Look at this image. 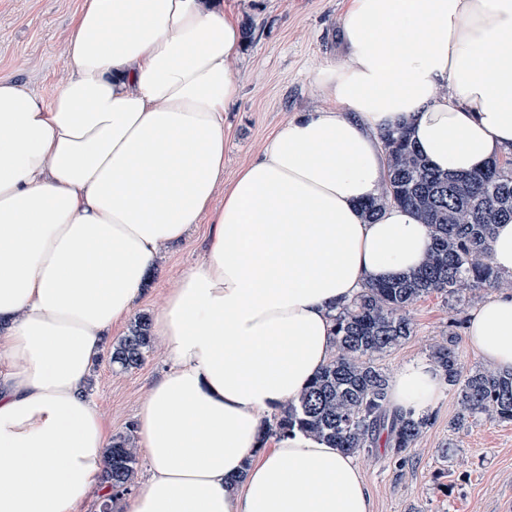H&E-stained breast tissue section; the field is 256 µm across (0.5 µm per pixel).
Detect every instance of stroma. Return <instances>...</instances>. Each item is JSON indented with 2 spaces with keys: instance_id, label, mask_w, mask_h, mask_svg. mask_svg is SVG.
I'll return each mask as SVG.
<instances>
[{
  "instance_id": "1",
  "label": "stroma",
  "mask_w": 512,
  "mask_h": 512,
  "mask_svg": "<svg viewBox=\"0 0 512 512\" xmlns=\"http://www.w3.org/2000/svg\"><path fill=\"white\" fill-rule=\"evenodd\" d=\"M83 0H0V74L13 75L33 92L51 98L67 79V38ZM344 0H224L240 23L252 27L234 70L241 93L224 114V180L255 158L292 114L327 106L312 73L341 63L344 48L338 19ZM207 226L194 225L186 240L161 248L157 265L134 314L155 315L180 276L198 264L207 247ZM478 302L430 294L411 310L416 334L379 357L388 374L429 357L430 347L452 336L464 369L482 359L468 343V325ZM168 368L161 345L142 366L122 370L102 353L93 369L90 394L113 435L135 426L152 384ZM457 394L443 388L431 408L433 425L398 467L388 448L355 456L372 500V512H501L512 500V422L479 420L453 430ZM451 447L448 457L440 450Z\"/></svg>"
}]
</instances>
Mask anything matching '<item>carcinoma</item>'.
<instances>
[{
  "label": "carcinoma",
  "mask_w": 512,
  "mask_h": 512,
  "mask_svg": "<svg viewBox=\"0 0 512 512\" xmlns=\"http://www.w3.org/2000/svg\"><path fill=\"white\" fill-rule=\"evenodd\" d=\"M387 179L380 197L361 205L373 221L389 204L413 210L431 229L432 245L419 269L393 281L370 283L350 303L332 314L334 351L328 363L295 400L266 423L261 443L299 431L345 453H370L380 438L398 465L432 420L428 414H398L388 403L389 379L377 357L415 335L413 305L431 293L458 298L503 283L490 261L495 225L512 221V161H494L469 175L432 168L403 127L381 135ZM153 348L148 317L134 318L118 343L112 363L137 368ZM445 382L458 394V411L450 427L461 429L478 420L512 422V371L479 367L463 372L454 337L430 347ZM104 483L111 490L102 504L131 491L138 452L130 435H119L106 449Z\"/></svg>",
  "instance_id": "carcinoma-1"
}]
</instances>
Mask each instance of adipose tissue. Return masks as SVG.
<instances>
[{
  "label": "adipose tissue",
  "mask_w": 512,
  "mask_h": 512,
  "mask_svg": "<svg viewBox=\"0 0 512 512\" xmlns=\"http://www.w3.org/2000/svg\"><path fill=\"white\" fill-rule=\"evenodd\" d=\"M339 30L343 62L313 74L328 107L290 118L219 204L243 46L223 0H83L50 101L0 74V512L103 490L93 363L160 248L205 217V255L152 323L170 368L137 413L150 476L128 512H371L341 449L257 438L329 359L334 307L431 246L407 208L361 212L385 185L381 134L405 126L457 174L512 153V0H347ZM468 341L512 370L511 289ZM441 383L403 366L390 406L422 413Z\"/></svg>",
  "instance_id": "ef3b65f1"
}]
</instances>
